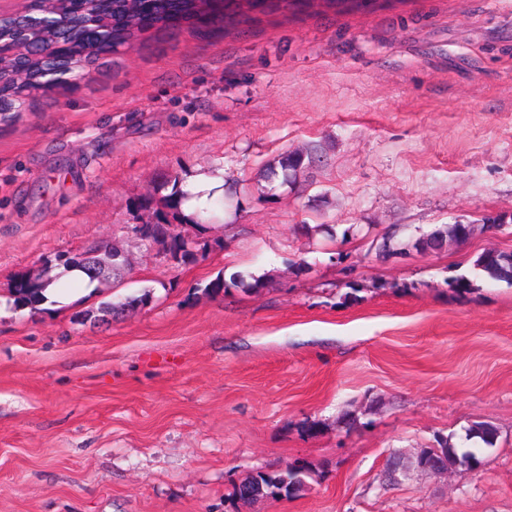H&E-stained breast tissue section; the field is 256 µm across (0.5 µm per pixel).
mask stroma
Instances as JSON below:
<instances>
[{
  "label": "stroma",
  "instance_id": "35a3bbf8",
  "mask_svg": "<svg viewBox=\"0 0 512 512\" xmlns=\"http://www.w3.org/2000/svg\"><path fill=\"white\" fill-rule=\"evenodd\" d=\"M298 149L295 181L269 176ZM200 175L227 205L179 264L131 227L154 219L146 194ZM457 221L474 235L413 248ZM101 242L130 260L120 281L14 309L16 278ZM490 248L512 252V0L182 29L113 55L0 125V512H512V285L474 271ZM476 423L496 432L477 468L380 487L391 453L467 447ZM293 462L319 481L234 506L235 480Z\"/></svg>",
  "mask_w": 512,
  "mask_h": 512
}]
</instances>
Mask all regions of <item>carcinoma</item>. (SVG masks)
I'll return each mask as SVG.
<instances>
[{
  "mask_svg": "<svg viewBox=\"0 0 512 512\" xmlns=\"http://www.w3.org/2000/svg\"><path fill=\"white\" fill-rule=\"evenodd\" d=\"M405 4V0H55L48 12L41 0H27L19 12L0 15V124L34 108L37 97L56 88L64 75L87 77L106 59L121 51H129L142 42L150 31L166 30L187 23L202 31V22L218 23L224 35H242L263 22L274 19L287 22L303 13L314 15L334 12L369 13ZM281 168L290 178L304 169V157L290 153L282 158ZM187 197L179 178L172 180L171 193L160 200L144 197L154 206L156 224H143L146 239L171 260L193 263L199 257V243L189 229L200 221L179 218L181 203ZM474 225L455 222L443 224L421 234L412 247L423 252L438 253L450 242L469 239ZM104 242L91 246L76 257L66 260L64 267L82 269L99 282L121 278L128 267L125 257L112 251L115 260L103 272L90 254L105 250ZM474 268L489 278L512 284V254L487 249L478 255ZM45 279L21 276L12 289L14 309H37L44 301ZM466 437L494 444L495 430L478 424L467 429ZM437 447L422 450V459L435 461L444 469L475 459L472 452L459 451L452 439L439 436ZM312 472L300 465L276 470H258L233 485L232 498L249 494L254 498L274 501L290 499L303 493Z\"/></svg>",
  "mask_w": 512,
  "mask_h": 512,
  "instance_id": "1",
  "label": "carcinoma"
}]
</instances>
